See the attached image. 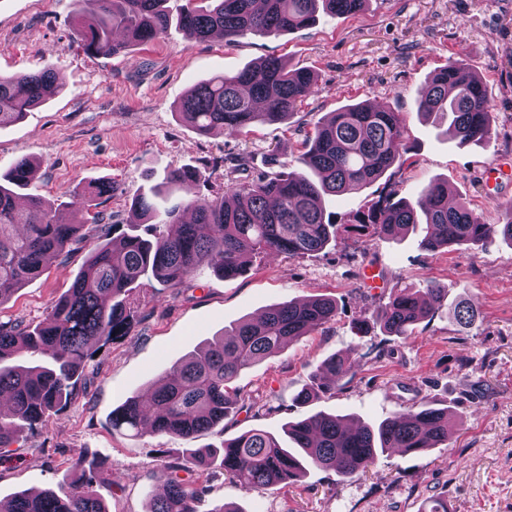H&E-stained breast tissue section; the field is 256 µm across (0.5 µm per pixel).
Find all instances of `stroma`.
<instances>
[{
    "label": "stroma",
    "mask_w": 512,
    "mask_h": 512,
    "mask_svg": "<svg viewBox=\"0 0 512 512\" xmlns=\"http://www.w3.org/2000/svg\"><path fill=\"white\" fill-rule=\"evenodd\" d=\"M185 3L167 0L172 22L160 39L106 56L73 41L75 0H0V76L47 64L62 86L20 122L0 127V174L17 158L33 160L28 194L57 204L94 180L116 181L118 192L101 209L106 223L125 225L132 201L167 171L191 165L204 175L169 197L175 205L270 173L275 159L296 167L330 112L366 101L404 114L408 151L360 192L331 198L330 212L341 217L386 196L413 199L440 177L452 200L467 203L485 223H504L512 202V0H366L351 15L323 14L309 27L232 43L192 36L178 22ZM269 57L318 76L316 92L285 122L243 135H201L180 120L176 106L192 85ZM458 58L491 92L489 145H457L417 113L429 77ZM240 156L248 167L237 166ZM76 219L84 224L83 240L1 304L0 321L39 323L71 287L100 235L86 214ZM369 270L380 287L369 285ZM410 282L447 288L448 303L411 334L385 335L376 311ZM322 296L335 298V320L243 371L234 382L243 407L215 428L187 441L113 431V409L225 326ZM462 301L478 311L467 328L453 315ZM129 303L131 334L103 346L66 409L0 460V499L57 487L77 460L93 457L106 472L93 487L109 512H147L169 449L218 448L253 429L280 437L288 422L318 412L373 423L427 403L454 412L445 445L412 454L387 450L348 480L313 468L299 481L249 493L207 471L198 477L207 488L199 512L222 504L241 512H424L426 502L449 494L457 512H512V244L498 238L482 250L432 253L412 229L390 239L351 233L318 254L261 261L231 280L207 269L176 288L153 282L133 290ZM353 348L362 357L354 376L335 393L294 405L324 359Z\"/></svg>",
    "instance_id": "35a3bbf8"
}]
</instances>
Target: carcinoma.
<instances>
[{
  "label": "carcinoma",
  "instance_id": "cac0c4a2",
  "mask_svg": "<svg viewBox=\"0 0 512 512\" xmlns=\"http://www.w3.org/2000/svg\"><path fill=\"white\" fill-rule=\"evenodd\" d=\"M164 2L78 0L75 41L94 55H114L133 43L153 41L169 25ZM362 5L363 0H187L179 22L198 39L221 32L231 43L248 33L275 36L307 27L320 10L347 15ZM315 87L311 71L269 58L195 84L178 110L200 134L218 129L241 134L257 123L284 122ZM58 90L48 65L1 76L0 127L20 121ZM488 97L487 86L465 60H450L428 79L419 114L448 121L447 135L461 144L484 145L493 136ZM405 139L402 113L349 104L317 128L298 158V170L197 195L186 204L193 214L189 223L174 208L159 211L157 191L138 196L132 210L141 233L108 226L43 322H0V396L7 399L0 409V450L67 407L99 343L131 333L129 293L146 281L176 288L203 268L234 279L257 258L312 256L352 232L394 236L422 225L421 245L428 252L483 248L499 236L512 242L511 203L505 207V223L485 224L466 203L448 205V182L439 179L430 180L415 201L379 199L339 221L332 219L326 212L328 198L358 192L382 177L397 161ZM32 170L31 161L20 158L10 167L6 184H0V303L38 278L48 256L69 254L79 240L80 225L71 223L68 208L39 197L30 198L25 209L17 206L18 191L28 186ZM201 179V169L180 167L165 175L164 187ZM117 191L112 181L101 180L70 206L97 224L103 220V198ZM447 297V289L437 284H408L379 307L376 323L389 336H405L438 313ZM336 310V299L329 297L289 301L268 308L258 321L224 328V335L204 350L176 363L165 383L112 410V430L132 437L151 433L192 439L214 428L239 405L230 384L242 371L330 323ZM357 367L351 354L326 358L293 402L306 404L320 392L336 391V384ZM451 417L449 408L430 405L396 412L376 425H353L345 416L316 413L288 424L290 448L262 430L226 439L219 449L184 448L182 458L167 467L166 489L148 512H197L204 489L195 475L217 460L224 476L245 492L297 481L309 466L348 479L389 448L444 444ZM102 472L96 461L80 460L68 485L39 494L18 492L0 500V512H109L93 489Z\"/></svg>",
  "mask_w": 512,
  "mask_h": 512
}]
</instances>
